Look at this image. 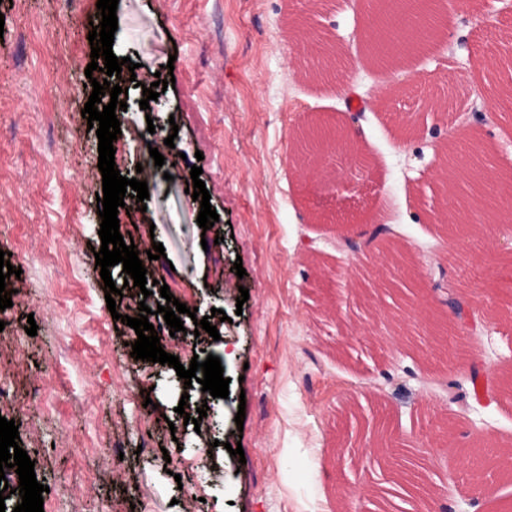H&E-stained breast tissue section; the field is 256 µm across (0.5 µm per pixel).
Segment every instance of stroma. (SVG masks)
I'll list each match as a JSON object with an SVG mask.
<instances>
[{
	"label": "stroma",
	"mask_w": 512,
	"mask_h": 512,
	"mask_svg": "<svg viewBox=\"0 0 512 512\" xmlns=\"http://www.w3.org/2000/svg\"><path fill=\"white\" fill-rule=\"evenodd\" d=\"M94 6L0 0V250L21 271L8 279L12 307L0 310V385L10 395L0 416L33 454L51 512H375L374 493L391 512H407L383 458L365 446L337 458L349 406L359 419H386L390 446L422 462L437 489L431 512H505L512 478L482 458L491 448L512 451V394L499 388L512 376V318L498 314L512 295V228L456 237L425 210L437 143L470 110L488 112L479 138L495 167L512 168V115L497 113L486 91L491 58L512 67V43L501 40L512 30V0H474L466 11L443 0L447 34L389 66L367 55L364 0H330L315 24L335 33L353 62L337 85L303 81L293 64L300 44L286 20L305 0H119L112 50L137 68L118 81L128 94L115 163L149 191L142 204L125 198L119 231L163 244L147 279L219 330L215 340L185 319L186 345L166 348L185 366L221 358L229 396L208 403L218 435L176 411L183 398L199 407L200 385L185 388L174 368L130 355L137 335L121 318L139 317L142 301L156 308L160 294L124 289L118 264L110 272L124 293L108 310L93 262L102 175L98 138L81 111L92 93ZM167 63L174 86L141 110L144 86ZM343 86L364 103L357 138L374 165L353 169L336 156L342 181L329 190L290 167V139L308 114L348 115ZM429 95L444 111L427 108ZM154 140L163 144L161 167L147 149ZM195 164L219 216L206 231L188 193ZM378 208L413 255L407 288L423 292L402 330L389 297L360 321L348 287L358 260L309 217L313 209L353 217L349 230L361 235L364 215ZM309 248L328 256L327 270L307 258ZM237 263L244 277L233 273ZM448 279L470 294L464 311L476 328L450 329L448 353L436 357L424 310L445 309L437 284ZM237 443L240 458L227 450ZM478 476L490 494L475 493Z\"/></svg>",
	"instance_id": "35a3bbf8"
}]
</instances>
